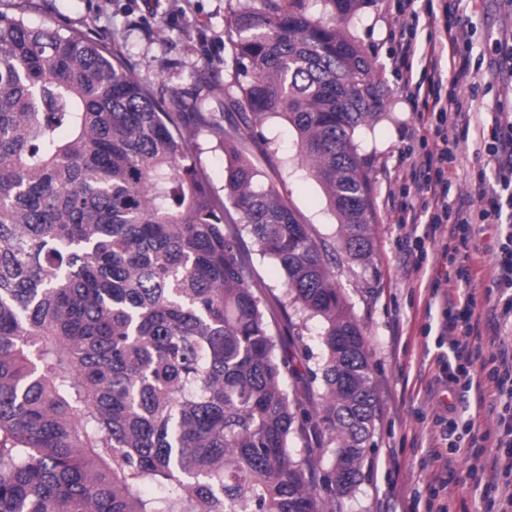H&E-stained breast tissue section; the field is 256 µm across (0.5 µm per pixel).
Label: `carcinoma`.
I'll return each mask as SVG.
<instances>
[{"mask_svg":"<svg viewBox=\"0 0 512 512\" xmlns=\"http://www.w3.org/2000/svg\"><path fill=\"white\" fill-rule=\"evenodd\" d=\"M301 2L228 4L244 80L198 82L247 113L245 136L80 31L0 14V512H336L360 484L379 411L364 332L328 246L246 152L288 122L338 250L370 264L354 134L384 90L347 23L373 0H322L326 21ZM202 129L226 156L222 201L197 167ZM244 231L283 273L275 311ZM290 307L321 322L306 376L273 332ZM295 439L329 467L291 456Z\"/></svg>","mask_w":512,"mask_h":512,"instance_id":"carcinoma-1","label":"carcinoma"}]
</instances>
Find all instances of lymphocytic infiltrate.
I'll list each match as a JSON object with an SVG mask.
<instances>
[{"label":"lymphocytic infiltrate","instance_id":"lymphocytic-infiltrate-1","mask_svg":"<svg viewBox=\"0 0 512 512\" xmlns=\"http://www.w3.org/2000/svg\"><path fill=\"white\" fill-rule=\"evenodd\" d=\"M428 37L417 45L414 36H400L391 66L404 79V88L415 104L424 130L417 147L411 148V184L416 203L405 205L399 223L424 227L414 236L415 250H423L440 226H447L448 237L441 242L437 261L453 268L462 286L461 294L430 283V297L438 307L437 326L448 339V353L439 360L437 383L455 399L445 407L437 423L448 443L447 452H435L436 468L427 484L428 512H451L448 503L439 501L455 474L459 454H466L470 472L482 483L483 500H494L496 512H512V495L497 496L499 485L512 483V342L504 332L512 326V301L499 319L486 320L476 298L477 277L471 261L476 251V225L495 230V287L512 291V114L500 106L480 109L462 90L472 87L476 70L469 55H457L453 46L458 38L448 24L437 18L427 22ZM447 69H440V59ZM420 62L423 80L412 78L413 62ZM474 134L476 151L492 162L490 175L475 181L481 200L473 208L466 199H450L452 175L457 169L459 137ZM489 337L495 350L483 355L480 341ZM475 398L488 404L496 415L494 432L481 430L476 414L459 412L457 401Z\"/></svg>","mask_w":512,"mask_h":512}]
</instances>
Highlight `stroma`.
<instances>
[{
	"instance_id": "35a3bbf8",
	"label": "stroma",
	"mask_w": 512,
	"mask_h": 512,
	"mask_svg": "<svg viewBox=\"0 0 512 512\" xmlns=\"http://www.w3.org/2000/svg\"><path fill=\"white\" fill-rule=\"evenodd\" d=\"M226 8L227 0H0V13L64 35L78 30L120 49L135 78L161 96L191 89L206 70L218 71L226 84L237 79ZM411 22L410 16L397 13L395 0H372L349 24L386 95L380 120L355 133L358 151L369 163L378 216L372 227L373 259L362 267L337 254L329 257L336 283L367 338L380 403L362 481L343 499L340 512H408L412 495L424 491L431 474L433 449L442 443L433 415L445 401L434 390L443 349L428 329L427 313V284L436 268L432 260L418 261L410 252V229L397 222L401 205L408 201L403 189L411 180L409 136L421 124L390 68V57L402 26ZM448 22L452 30L471 31L466 50L483 62L495 38L512 32V0H461ZM476 82L478 88L493 89L485 103L498 98L504 111L512 112L511 75L483 62ZM197 141L198 166L214 194L223 196L224 152L207 132H200ZM246 147L264 182L289 200L314 237L335 243V218L321 187L297 169L294 132L287 122L267 121Z\"/></svg>"
}]
</instances>
